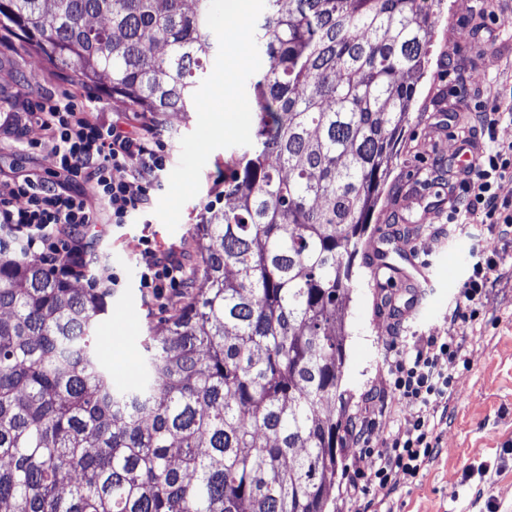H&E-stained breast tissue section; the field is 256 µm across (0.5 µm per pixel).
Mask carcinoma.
Masks as SVG:
<instances>
[{
  "instance_id": "obj_1",
  "label": "carcinoma",
  "mask_w": 512,
  "mask_h": 512,
  "mask_svg": "<svg viewBox=\"0 0 512 512\" xmlns=\"http://www.w3.org/2000/svg\"><path fill=\"white\" fill-rule=\"evenodd\" d=\"M251 144L197 287L116 381L110 288L0 240V512H327L354 260L425 74L429 0H265ZM211 0H0V29L140 112H190Z\"/></svg>"
}]
</instances>
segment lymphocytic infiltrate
Listing matches in <instances>:
<instances>
[{
  "instance_id": "1",
  "label": "lymphocytic infiltrate",
  "mask_w": 512,
  "mask_h": 512,
  "mask_svg": "<svg viewBox=\"0 0 512 512\" xmlns=\"http://www.w3.org/2000/svg\"><path fill=\"white\" fill-rule=\"evenodd\" d=\"M95 103L91 97L79 105L65 95L27 113L43 134L45 172L0 177V229L11 234L22 255L74 277L93 265L84 229L101 218L127 224L148 212L169 163L158 115L119 112L106 123ZM509 175L512 143L482 150L461 180L466 191L461 210H480L490 223L511 226L512 212L494 188ZM141 255V284L156 300L164 299L168 286L185 280L186 267L174 249L148 244ZM443 356L459 358V346L431 336L415 350L395 351L389 363L388 393L418 405L419 411L405 422L403 436L359 459L374 469L382 496L394 493L398 475L415 478L432 456L431 423L447 408L452 388L451 377L438 366Z\"/></svg>"
}]
</instances>
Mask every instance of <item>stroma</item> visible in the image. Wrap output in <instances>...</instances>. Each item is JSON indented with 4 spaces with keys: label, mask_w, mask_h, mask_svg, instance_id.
Returning a JSON list of instances; mask_svg holds the SVG:
<instances>
[{
    "label": "stroma",
    "mask_w": 512,
    "mask_h": 512,
    "mask_svg": "<svg viewBox=\"0 0 512 512\" xmlns=\"http://www.w3.org/2000/svg\"><path fill=\"white\" fill-rule=\"evenodd\" d=\"M264 11L265 0H252L244 30L219 28L222 47L200 83L195 110L163 115L170 166L149 214L133 224H94L85 231L88 251L96 258L95 275L121 278L108 300L99 350L116 361L123 379L137 375L142 339L162 334L166 319L182 309L193 290L190 282L174 286L158 301L142 287V238L161 249L177 247L189 275H196L201 263L197 229L218 191L216 179L229 156L252 140L249 129L219 133L205 143L199 135L221 87L246 100L262 70L254 22ZM434 13L427 72L363 239L364 250L382 247L387 262L406 273L411 267L405 254L418 249L431 262L432 275L421 290L397 287L382 293L367 267H354L352 300L344 316L343 445L331 512H363L366 501L352 496L349 482L371 489L375 478L369 469L355 474L358 456L368 448L386 447L417 412L415 405L392 399L366 442H354L349 434L367 396L383 387L391 345H411L416 336L454 337L461 356L439 360L453 386L448 412L435 424L431 459L417 477H399L398 490L378 504V512H512V234H500L478 212L466 217L464 227L451 225L448 205L460 190L455 170L461 148L512 142V0H441ZM91 93L71 70L21 49L10 34L0 35V173L45 167L42 155L31 148L41 140V130L33 124L14 129L24 112L50 97L67 94L81 103ZM496 102L502 113L488 131L476 115ZM407 189L413 192L412 203L399 214L397 238L380 243V227ZM491 259L498 263L496 281L473 305L472 316L451 321L474 267ZM395 311L407 314L398 339L390 324Z\"/></svg>",
    "instance_id": "1"
}]
</instances>
